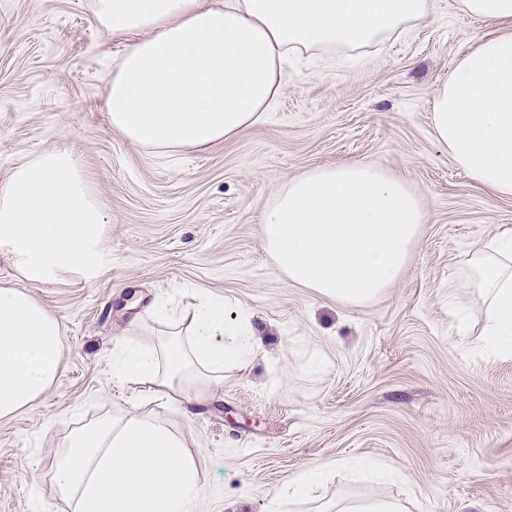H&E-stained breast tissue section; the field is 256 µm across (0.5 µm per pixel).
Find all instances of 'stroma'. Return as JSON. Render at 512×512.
<instances>
[{"label":"stroma","instance_id":"1","mask_svg":"<svg viewBox=\"0 0 512 512\" xmlns=\"http://www.w3.org/2000/svg\"><path fill=\"white\" fill-rule=\"evenodd\" d=\"M432 2V23L362 58L290 59L261 122L167 159L110 124L103 100L126 43L99 29L90 0H0V180L77 146L112 259L93 283L35 290L61 319L62 362L0 421V512H72L52 476L69 433L136 410L186 434L196 512H316L372 491L410 512H512V356L475 350L486 307L459 273L467 253L512 234V198L477 187L430 122L434 94L487 27L456 0ZM352 162L403 179L427 213L399 279L360 306L293 284L258 232L290 177ZM207 296L247 312L263 347L225 369L208 401L184 415L114 374L117 348L159 333V306L189 311ZM316 467L319 490L294 498Z\"/></svg>","mask_w":512,"mask_h":512}]
</instances>
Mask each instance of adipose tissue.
<instances>
[{"label": "adipose tissue", "instance_id": "obj_1", "mask_svg": "<svg viewBox=\"0 0 512 512\" xmlns=\"http://www.w3.org/2000/svg\"><path fill=\"white\" fill-rule=\"evenodd\" d=\"M492 27L449 72L431 126L453 163L512 198V0H457ZM99 27L131 33L108 82L114 131L160 156L205 149L258 123L285 92L292 53L359 51L430 23V0H92ZM76 149L42 152L0 185V420L39 398L62 360L59 318L35 287L89 284L110 267L105 211ZM464 267L487 308L481 351L512 354V236H496ZM259 349L248 318L224 303L171 316L157 344L124 345L117 373L172 403L204 398ZM54 481L73 512H194L195 459L185 435L143 413L105 418L70 435Z\"/></svg>", "mask_w": 512, "mask_h": 512}]
</instances>
